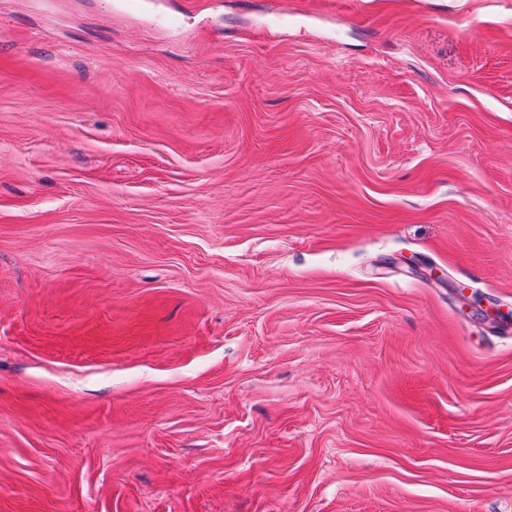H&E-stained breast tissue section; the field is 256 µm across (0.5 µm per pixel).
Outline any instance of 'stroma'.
<instances>
[{
  "instance_id": "35a3bbf8",
  "label": "stroma",
  "mask_w": 512,
  "mask_h": 512,
  "mask_svg": "<svg viewBox=\"0 0 512 512\" xmlns=\"http://www.w3.org/2000/svg\"><path fill=\"white\" fill-rule=\"evenodd\" d=\"M512 0H0V512H512Z\"/></svg>"
}]
</instances>
